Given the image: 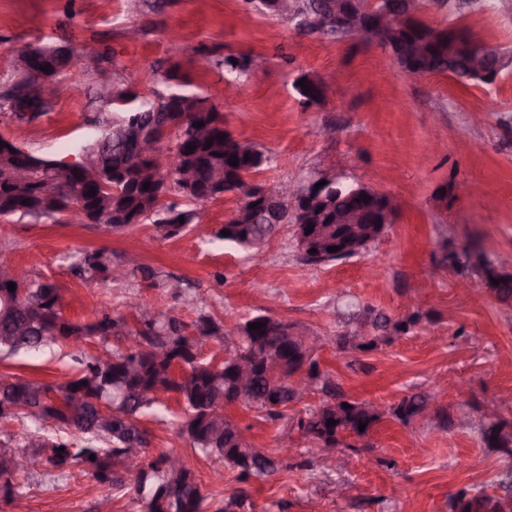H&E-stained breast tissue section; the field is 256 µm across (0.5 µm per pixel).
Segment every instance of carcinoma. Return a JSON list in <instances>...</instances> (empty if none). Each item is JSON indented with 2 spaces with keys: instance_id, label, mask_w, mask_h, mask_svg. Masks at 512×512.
I'll return each mask as SVG.
<instances>
[{
  "instance_id": "cac0c4a2",
  "label": "carcinoma",
  "mask_w": 512,
  "mask_h": 512,
  "mask_svg": "<svg viewBox=\"0 0 512 512\" xmlns=\"http://www.w3.org/2000/svg\"><path fill=\"white\" fill-rule=\"evenodd\" d=\"M323 0H294L288 17L314 13ZM421 0H375L367 19L379 16L385 9L399 11L402 18L395 28L381 34L369 25L365 34L376 43L389 49L401 69H415L422 74L449 72L464 83L483 82L471 68V58L485 52L487 45L471 40L461 29H438L415 18ZM29 57L12 58L17 84L28 90V95L8 101L7 109L16 118H24L28 103L35 102L38 87L45 82H61L71 64V58L61 55L56 46L38 41ZM251 58L231 54L224 56L220 64L224 71L246 74L250 71ZM49 66L43 71L41 67ZM171 84L166 96L146 97L127 89L112 90V104L116 106L115 118L101 134L81 147L84 152L100 154L106 147L105 162L114 171L98 165L94 168H78L71 171L59 160L38 156L14 148L0 152V218L12 216L65 217L76 210H83L85 223L95 224L108 231L114 225L127 227L136 222H149L153 237L166 239L185 231L196 216L190 205L217 199L226 194L234 196L235 208L222 229L231 231L225 240L243 248L259 240L265 241L274 226L264 223L262 210L245 205L239 198V188L250 174L268 162L263 152L238 141L224 123V114L207 100L181 89L182 79L174 72L165 74ZM310 92H304L299 83L294 88L303 103L321 106L326 101L327 89L318 80L306 79ZM161 111L165 123L158 127L161 141H170V149L176 151L179 165L190 166L196 172V187L191 193L183 190L179 179L168 183L163 176L150 182L143 189L140 179L142 167L147 161L134 150L140 137L138 114L150 115ZM197 122L208 125V133L202 137ZM225 135L223 140L217 136ZM194 146L189 151L186 146ZM238 158V165L229 164V158ZM249 160H244V157ZM21 166L29 174L27 185L19 189L10 182L14 167ZM95 190L92 196L89 190ZM325 200L310 199L295 207L284 209L282 219L287 224L305 220L313 215V231L308 234L316 252L303 254L309 263H324L348 257L339 251L330 252L328 247L342 244L346 225L336 223V217L356 210L365 217L367 241H375L388 224L394 223L397 207L388 205L386 196L357 199L351 189L336 186L330 179L319 187ZM176 193L186 200L180 204L169 202V194ZM27 203H22V200ZM184 222H179V218ZM451 263L472 265L479 268L485 280L499 281L490 289L502 301L512 300V275L501 274L490 262L465 252L454 255ZM110 258L102 249L85 251L76 264L79 271L93 277L108 276ZM414 314L406 319L390 317L373 309L360 318L363 329L356 333L339 336L341 349L355 348L371 351L381 342H389L409 333L418 322ZM255 322L264 323L258 330L249 329ZM134 336L135 346L108 349L112 339L122 340ZM205 339L224 342V325L208 315H199L190 323L179 317L165 315L141 323L132 331L128 322L107 310L101 311L94 320L74 323L62 312V295L56 284L39 276L28 278L22 294L11 292L8 283L0 281V353L7 355L20 352L36 355L64 345L76 346L96 340L106 350L108 358L83 355L77 359L79 367L71 379L60 385H52L38 379H28L14 373L0 374V412L20 406V416L27 419L32 429L15 436L0 439V498L10 499L17 494V477L30 471L18 466L17 458L26 456L33 460V467L42 468L47 474L59 476L74 467H83L103 487L122 486L126 476L134 477V492L142 503L143 512H206L208 495L196 476L194 468L174 470L167 465L168 456L161 455L134 470L123 466L127 456L149 443L142 427L141 417L152 410L165 393L177 394L183 406L184 416L178 421V432L190 447L203 455H215L238 472V480L247 481L252 476L270 475L280 469L279 461L263 454L238 435L241 426L225 413L231 405L243 404L277 420L289 404L299 403L283 385H274L264 367V356L269 352H281L288 358V365L302 349L297 340H283L270 315H255L239 326L237 341L224 346L231 356L250 358L255 362V374L248 391L237 389L232 367L213 359L188 362L184 371L187 376L175 378L173 360L184 358L183 349L197 348ZM168 350V358L158 361L154 352ZM309 376L319 386L326 400L306 411L297 421L301 436L315 446L329 442L337 448L345 445L355 448L367 437L384 415L407 424L428 410L431 398L415 393L401 399L396 405L383 411L369 401L344 399V394L332 383L328 374L319 370L317 360L309 362ZM336 421L327 425V420ZM366 424L359 430V424ZM353 439L344 443L346 438ZM482 442L488 448H496L512 455V427L502 421H489L481 429ZM64 451H59V448ZM95 460H90V456ZM498 487L504 495L497 496L482 490L476 494L467 488L459 489L452 497V512H501L502 506L512 500V468ZM241 512L253 509L251 494L244 488L222 499L215 512H232L231 506Z\"/></svg>"
}]
</instances>
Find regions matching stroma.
I'll use <instances>...</instances> for the list:
<instances>
[{"label":"stroma","mask_w":512,"mask_h":512,"mask_svg":"<svg viewBox=\"0 0 512 512\" xmlns=\"http://www.w3.org/2000/svg\"><path fill=\"white\" fill-rule=\"evenodd\" d=\"M438 28L464 29L475 41L512 56V13L497 0H465L439 8L426 0L416 13ZM69 43L64 92L38 119L0 109V137L38 155L77 154L113 116L98 92L99 67L118 88L164 92L163 75L178 68L190 92L224 114L240 142L268 156L255 175L273 188L321 176L364 184L392 197L393 224L359 255L312 265L280 225L260 253L213 237L234 203L224 197L198 205L183 233L151 240L149 225L105 232L97 225L49 217L0 221V262L49 278L63 291V314L74 322L109 309L130 325L167 313L192 321L209 314L225 332L255 314H269L324 337L316 357L347 399L385 409L424 392L450 408L455 426L435 416L403 424L386 417L363 450L344 448L328 465L294 424L320 404L319 391L267 420L244 405L228 413L254 447L284 466L246 485L253 512H450L448 498L463 487L490 488L512 458L481 440L483 415L512 426V301L496 298L471 267L449 257L470 250L512 275V65L490 84L463 86L445 74L408 78L391 53L364 37L307 34L294 22L247 7L245 0H0V94L13 81L10 48L21 40ZM262 57L254 73L233 77L217 62L225 55ZM303 74L328 87L321 106H305L293 89ZM106 250L113 264L141 250L158 273L157 286L138 277L121 281L79 276L76 252ZM184 281L179 296L165 282ZM420 303L412 331L376 350H340L348 314L369 306L408 316V296ZM74 347L0 359V372L60 384L75 372ZM183 411L176 394L162 396L142 419L149 457L192 456L204 490L230 495L239 484L224 461L193 454L177 432ZM308 462L298 470L299 462ZM349 491L337 497V482ZM20 490L0 500V512H141L131 488L100 486L72 468L58 477L35 471Z\"/></svg>","instance_id":"obj_1"}]
</instances>
